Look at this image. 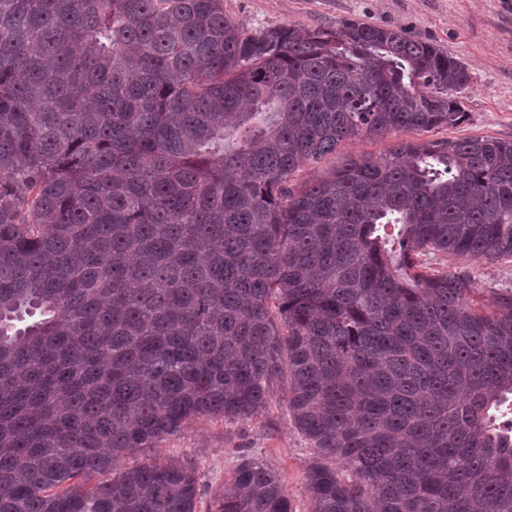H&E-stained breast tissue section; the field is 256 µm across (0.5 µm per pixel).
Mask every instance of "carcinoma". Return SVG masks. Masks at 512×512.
<instances>
[{"label": "carcinoma", "instance_id": "1", "mask_svg": "<svg viewBox=\"0 0 512 512\" xmlns=\"http://www.w3.org/2000/svg\"><path fill=\"white\" fill-rule=\"evenodd\" d=\"M468 82L397 27L0 0V512H195L149 453L282 380L312 512H512V288L426 261L512 260V140L418 138ZM212 512L293 509L248 457ZM402 138V135L398 136V134H391L384 138L370 139L367 137H359L357 139L347 141L341 144L337 149L336 154L329 156L321 167L316 170L298 173L294 182H300L319 173L328 172L335 167L338 168L351 156H377L397 139Z\"/></svg>", "mask_w": 512, "mask_h": 512}]
</instances>
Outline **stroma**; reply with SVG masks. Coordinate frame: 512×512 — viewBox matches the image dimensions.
Segmentation results:
<instances>
[{
  "label": "stroma",
  "instance_id": "1",
  "mask_svg": "<svg viewBox=\"0 0 512 512\" xmlns=\"http://www.w3.org/2000/svg\"><path fill=\"white\" fill-rule=\"evenodd\" d=\"M224 10L249 29L346 19L402 28L460 59L470 75L461 92L465 120L432 131V138L512 140V0H224ZM287 397L286 386H278L250 420H197L158 444L155 457L198 471L196 512H210L215 492L245 457L280 476L294 512H310L304 483L313 452L288 416Z\"/></svg>",
  "mask_w": 512,
  "mask_h": 512
}]
</instances>
